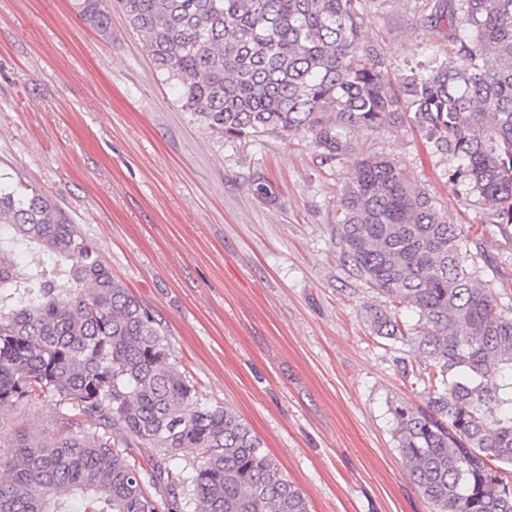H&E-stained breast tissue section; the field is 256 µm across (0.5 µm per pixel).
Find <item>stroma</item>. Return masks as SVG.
<instances>
[{
    "label": "stroma",
    "mask_w": 512,
    "mask_h": 512,
    "mask_svg": "<svg viewBox=\"0 0 512 512\" xmlns=\"http://www.w3.org/2000/svg\"><path fill=\"white\" fill-rule=\"evenodd\" d=\"M425 0H366L361 39L397 83L448 57ZM407 179L461 225L481 285L512 316V224L448 181L452 158L388 125L321 164L310 138H230L183 108L120 12L110 34L71 0H0V181L50 195L163 328L201 403L228 406L268 448L310 512H429L410 482L392 407L426 405L407 344L374 336L382 299L339 260L336 196L359 153ZM274 201L253 196L255 174ZM55 428L51 401L0 417Z\"/></svg>",
    "instance_id": "35a3bbf8"
}]
</instances>
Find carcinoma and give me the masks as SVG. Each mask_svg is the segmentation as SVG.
<instances>
[{"label":"carcinoma","instance_id":"1","mask_svg":"<svg viewBox=\"0 0 512 512\" xmlns=\"http://www.w3.org/2000/svg\"><path fill=\"white\" fill-rule=\"evenodd\" d=\"M360 0H113L183 108L236 138L311 139L322 163L384 124L458 160L448 181L512 224V0H428L455 59L386 81L360 41ZM109 33L103 0H75ZM254 195L273 196L262 174ZM340 260L386 298L373 333L412 345L433 389L393 408L432 512H512V317L479 287L478 256L394 160L363 155L338 198ZM24 248L35 259L22 268ZM415 309L408 325L398 307ZM166 334L49 195L0 185V415L40 398L52 433L18 424L0 512H309L260 439L199 402ZM190 455L187 468L169 459Z\"/></svg>","mask_w":512,"mask_h":512}]
</instances>
